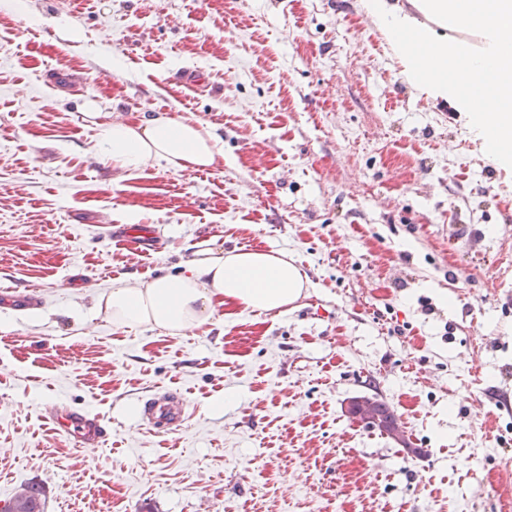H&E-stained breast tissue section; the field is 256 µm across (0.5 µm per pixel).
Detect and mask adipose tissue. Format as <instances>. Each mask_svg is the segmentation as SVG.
<instances>
[{"label": "adipose tissue", "mask_w": 512, "mask_h": 512, "mask_svg": "<svg viewBox=\"0 0 512 512\" xmlns=\"http://www.w3.org/2000/svg\"><path fill=\"white\" fill-rule=\"evenodd\" d=\"M363 7L387 36L405 79L427 97L469 113L488 153L512 160V140L502 136L512 131V43L500 38L512 27V0H413L409 11L393 0H363ZM467 23L478 24L479 44L449 39V27ZM100 141L113 164L129 171L151 161L174 171L207 168L223 154L208 130L163 112L133 124L103 125ZM306 286L286 252L206 248L181 274L139 288L113 286L107 308L116 326L177 333L209 321L217 300L283 312Z\"/></svg>", "instance_id": "adipose-tissue-1"}]
</instances>
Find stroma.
<instances>
[{
	"label": "stroma",
	"instance_id": "obj_1",
	"mask_svg": "<svg viewBox=\"0 0 512 512\" xmlns=\"http://www.w3.org/2000/svg\"><path fill=\"white\" fill-rule=\"evenodd\" d=\"M25 4L0 6V506L36 484L45 512H503L512 164L406 81L362 0ZM155 112L215 130L223 159L114 167L99 125ZM207 245L287 251L305 297L113 325L112 286ZM24 283L42 303L17 305ZM175 389L186 424L150 432L140 398ZM355 397L405 443L348 417ZM52 409L105 439L77 446ZM109 233V236L113 237L119 244L141 252H149L151 250L150 247L153 246L151 242L155 237L154 233L147 228H123L122 231L115 232L113 235L112 231ZM379 403L373 399L360 397L350 401L348 413L359 422L367 425H380L387 428L389 434L401 441L403 433L398 425V418L393 412L384 413ZM383 427H379L385 431Z\"/></svg>",
	"mask_w": 512,
	"mask_h": 512
}]
</instances>
